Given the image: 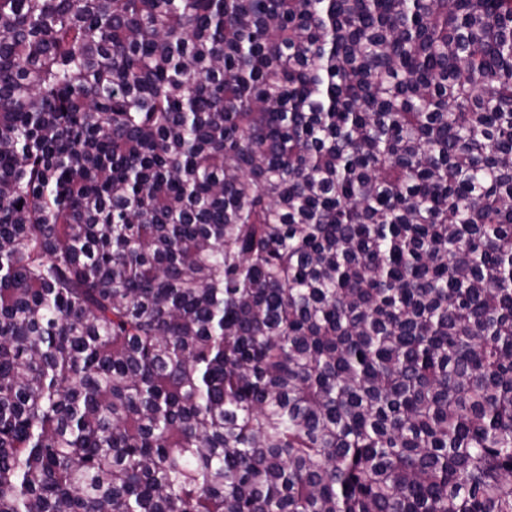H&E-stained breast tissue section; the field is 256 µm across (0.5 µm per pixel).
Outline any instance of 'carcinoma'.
<instances>
[{
	"mask_svg": "<svg viewBox=\"0 0 512 512\" xmlns=\"http://www.w3.org/2000/svg\"><path fill=\"white\" fill-rule=\"evenodd\" d=\"M0 512H512V0H0Z\"/></svg>",
	"mask_w": 512,
	"mask_h": 512,
	"instance_id": "cac0c4a2",
	"label": "carcinoma"
}]
</instances>
